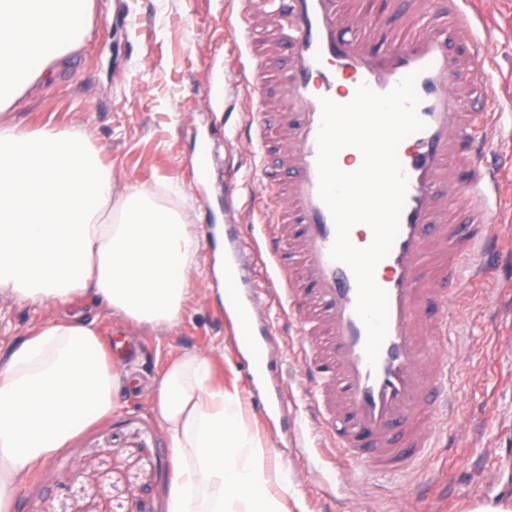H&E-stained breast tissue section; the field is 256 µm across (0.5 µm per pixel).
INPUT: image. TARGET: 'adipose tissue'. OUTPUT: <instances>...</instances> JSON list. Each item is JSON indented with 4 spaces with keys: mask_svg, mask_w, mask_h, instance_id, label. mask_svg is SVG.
<instances>
[{
    "mask_svg": "<svg viewBox=\"0 0 512 512\" xmlns=\"http://www.w3.org/2000/svg\"><path fill=\"white\" fill-rule=\"evenodd\" d=\"M93 0H0V292L58 315L0 365V512L28 475L109 416L129 377L77 298L155 330L184 314L196 242L185 215L141 186L113 199L81 129L19 128L9 114L90 35ZM173 462L168 512H288L296 486L272 461L238 392L209 355L171 360L150 386Z\"/></svg>",
    "mask_w": 512,
    "mask_h": 512,
    "instance_id": "obj_1",
    "label": "adipose tissue"
}]
</instances>
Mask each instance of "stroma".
Masks as SVG:
<instances>
[{"mask_svg": "<svg viewBox=\"0 0 512 512\" xmlns=\"http://www.w3.org/2000/svg\"><path fill=\"white\" fill-rule=\"evenodd\" d=\"M476 37L491 36L492 65L484 76L496 121L493 151L512 156V0H475ZM227 0H94L93 28L75 63L43 79L11 117L20 128L88 129L114 194L137 184L195 227L224 221L225 166L239 186L238 223L252 178L237 146L246 104L238 94L240 49L222 17ZM216 153L208 180L191 161L199 136ZM211 281L192 279L181 323L170 330L134 328L128 369L146 384L168 361L186 353L213 360V376L253 399L256 384L230 336ZM57 315L50 304L0 295V347ZM273 341L290 388L284 406L299 429L285 434L275 412L251 418L287 467L307 512H467L477 502L512 499V277L487 280L458 326L462 344L457 385L464 400L455 440L440 436L409 471L378 478L345 477L320 457L309 418L308 382L298 364V341L282 309L271 305ZM172 464L146 389L121 397L112 416L93 425L32 473L15 494L14 512H167Z\"/></svg>", "mask_w": 512, "mask_h": 512, "instance_id": "1", "label": "stroma"}]
</instances>
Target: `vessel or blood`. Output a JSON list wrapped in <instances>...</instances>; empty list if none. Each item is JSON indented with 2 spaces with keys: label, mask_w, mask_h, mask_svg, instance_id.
<instances>
[{
  "label": "vessel or blood",
  "mask_w": 512,
  "mask_h": 512,
  "mask_svg": "<svg viewBox=\"0 0 512 512\" xmlns=\"http://www.w3.org/2000/svg\"><path fill=\"white\" fill-rule=\"evenodd\" d=\"M237 2L224 25L251 69L242 97L258 177L248 193L260 202L262 234L251 245L227 239L224 262L233 268L263 253L276 285L257 294L231 282L240 309L235 336L251 350V377L269 384L264 407L280 409L283 381L264 302L286 305L300 336L310 410L337 467L363 475L407 471L439 437L438 420L448 413V340L498 251L492 203L502 197V171L488 159L494 126L479 100L489 42L470 34L459 0H448L442 24L435 0H413L410 10L377 18L342 0ZM279 57L285 66L272 114L261 101L268 62ZM410 74L425 127L397 148L407 192L399 234L374 272L389 313L372 365L355 312L356 280L331 257L335 224L319 196L320 100L349 102L363 84L385 93ZM271 150L279 173L273 184L260 175ZM461 207L464 224L453 219Z\"/></svg>",
  "instance_id": "vessel-or-blood-1"
}]
</instances>
